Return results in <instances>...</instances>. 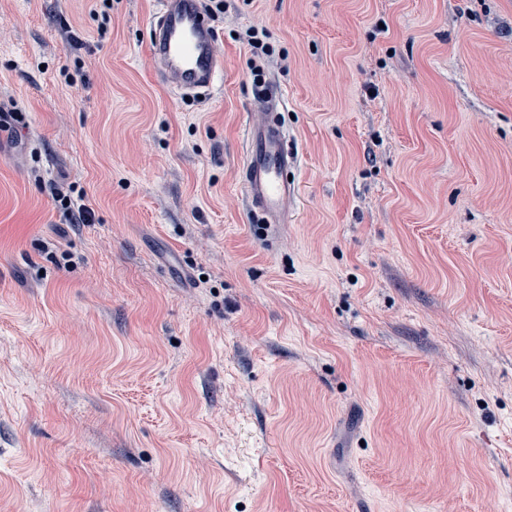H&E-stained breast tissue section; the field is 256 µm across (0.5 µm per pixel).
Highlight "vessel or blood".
Listing matches in <instances>:
<instances>
[{
    "label": "vessel or blood",
    "instance_id": "obj_1",
    "mask_svg": "<svg viewBox=\"0 0 512 512\" xmlns=\"http://www.w3.org/2000/svg\"><path fill=\"white\" fill-rule=\"evenodd\" d=\"M158 4L151 22L150 50L161 80L181 95L210 94L223 72V62L200 0H158ZM264 101L266 112L246 127L241 188L259 223L284 224L296 192L288 178L294 157L279 119L284 106L281 91L268 87Z\"/></svg>",
    "mask_w": 512,
    "mask_h": 512
}]
</instances>
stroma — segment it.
<instances>
[{
  "label": "stroma",
  "mask_w": 512,
  "mask_h": 512,
  "mask_svg": "<svg viewBox=\"0 0 512 512\" xmlns=\"http://www.w3.org/2000/svg\"><path fill=\"white\" fill-rule=\"evenodd\" d=\"M224 4L187 99L157 0H0V512H512V0ZM250 46L254 59L252 60V76L255 85L262 84L264 80V62L272 56L273 50L259 37L258 30L251 28L246 31L245 38ZM267 112L249 121L245 134V162L241 188L250 210L260 224H284L295 195V183L288 178L295 165L288 139L279 119L284 107L281 91L270 85L264 94ZM49 194L68 224L93 223L95 213L85 189L74 184L50 183Z\"/></svg>",
  "instance_id": "1"
}]
</instances>
